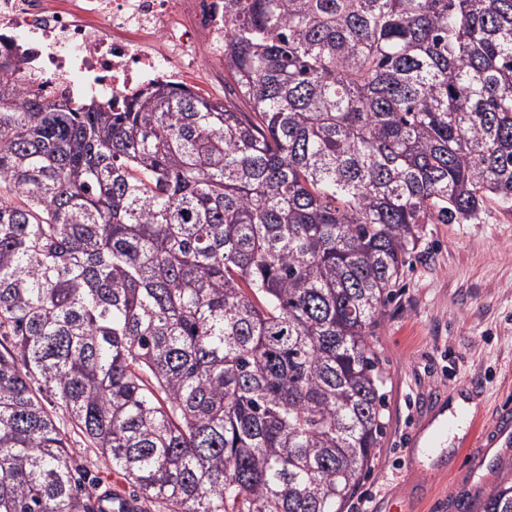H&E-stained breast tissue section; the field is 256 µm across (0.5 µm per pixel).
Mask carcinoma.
<instances>
[{
  "mask_svg": "<svg viewBox=\"0 0 512 512\" xmlns=\"http://www.w3.org/2000/svg\"><path fill=\"white\" fill-rule=\"evenodd\" d=\"M0 56V512H341L429 224L512 206V0H224L222 100ZM483 512H512V483ZM50 410L53 411V414L57 416L60 421V426L65 431L69 444L73 448V453L75 458L79 462H87L90 465L91 469L98 470L97 472V490L98 493L104 492V494H108L112 492L113 494L119 495L120 498L126 499L130 501V496H132V488L124 479V476L112 469H108L105 464L101 461H97L95 455L86 448L88 443L86 440L76 431V428L71 423L68 416L63 413L60 409L56 408V406L52 409V406H48ZM92 463V466H91Z\"/></svg>",
  "mask_w": 512,
  "mask_h": 512,
  "instance_id": "carcinoma-1",
  "label": "carcinoma"
}]
</instances>
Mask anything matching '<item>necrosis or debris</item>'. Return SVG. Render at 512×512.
I'll list each match as a JSON object with an SVG mask.
<instances>
[{
    "label": "necrosis or debris",
    "instance_id": "necrosis-or-debris-1",
    "mask_svg": "<svg viewBox=\"0 0 512 512\" xmlns=\"http://www.w3.org/2000/svg\"><path fill=\"white\" fill-rule=\"evenodd\" d=\"M29 54L49 98L120 99L224 64V0H0V53Z\"/></svg>",
    "mask_w": 512,
    "mask_h": 512
}]
</instances>
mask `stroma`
<instances>
[{
    "instance_id": "1",
    "label": "stroma",
    "mask_w": 512,
    "mask_h": 512,
    "mask_svg": "<svg viewBox=\"0 0 512 512\" xmlns=\"http://www.w3.org/2000/svg\"><path fill=\"white\" fill-rule=\"evenodd\" d=\"M372 344L385 374L381 448L342 512H480L512 478V445L473 464L458 421L431 455L421 435L467 395L484 422L512 401V208L489 203L478 224H431L385 308ZM75 458L91 462L98 492L130 498L123 475L89 453L59 414Z\"/></svg>"
}]
</instances>
